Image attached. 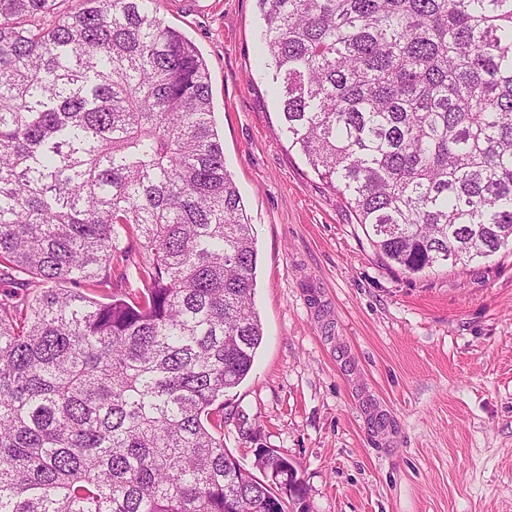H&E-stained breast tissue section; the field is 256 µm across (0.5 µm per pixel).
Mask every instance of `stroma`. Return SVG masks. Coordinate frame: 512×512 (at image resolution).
<instances>
[{
	"label": "stroma",
	"instance_id": "stroma-1",
	"mask_svg": "<svg viewBox=\"0 0 512 512\" xmlns=\"http://www.w3.org/2000/svg\"><path fill=\"white\" fill-rule=\"evenodd\" d=\"M209 72L254 227L264 339L224 446L288 458L285 512H512V252L411 275L380 259L281 133L256 0H163Z\"/></svg>",
	"mask_w": 512,
	"mask_h": 512
}]
</instances>
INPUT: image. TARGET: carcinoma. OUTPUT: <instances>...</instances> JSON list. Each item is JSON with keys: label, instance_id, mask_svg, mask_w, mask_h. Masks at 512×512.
I'll return each mask as SVG.
<instances>
[{"label": "carcinoma", "instance_id": "cac0c4a2", "mask_svg": "<svg viewBox=\"0 0 512 512\" xmlns=\"http://www.w3.org/2000/svg\"><path fill=\"white\" fill-rule=\"evenodd\" d=\"M0 0V512H284L206 62L160 0ZM282 131L388 263L512 247V0H257Z\"/></svg>", "mask_w": 512, "mask_h": 512}]
</instances>
